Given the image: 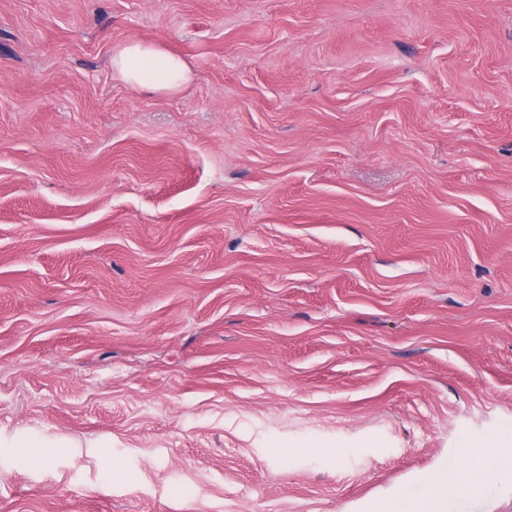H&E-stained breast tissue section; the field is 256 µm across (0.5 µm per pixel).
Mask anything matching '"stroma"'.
<instances>
[{"instance_id":"35a3bbf8","label":"stroma","mask_w":512,"mask_h":512,"mask_svg":"<svg viewBox=\"0 0 512 512\" xmlns=\"http://www.w3.org/2000/svg\"><path fill=\"white\" fill-rule=\"evenodd\" d=\"M504 430L512 0H0V512H364ZM112 69L129 85L158 92L179 91L192 78L184 59L138 41L119 46L112 56Z\"/></svg>"}]
</instances>
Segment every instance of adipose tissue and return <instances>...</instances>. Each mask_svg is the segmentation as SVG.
I'll list each match as a JSON object with an SVG mask.
<instances>
[{"label":"adipose tissue","mask_w":512,"mask_h":512,"mask_svg":"<svg viewBox=\"0 0 512 512\" xmlns=\"http://www.w3.org/2000/svg\"><path fill=\"white\" fill-rule=\"evenodd\" d=\"M112 69L131 86L175 92L191 80V69L181 57L157 45L129 41L112 56ZM512 477V456L471 453L455 473L447 469L432 471L425 480L426 490L411 498L376 503L371 512H447L448 502L462 488H480L489 476Z\"/></svg>","instance_id":"ef3b65f1"}]
</instances>
